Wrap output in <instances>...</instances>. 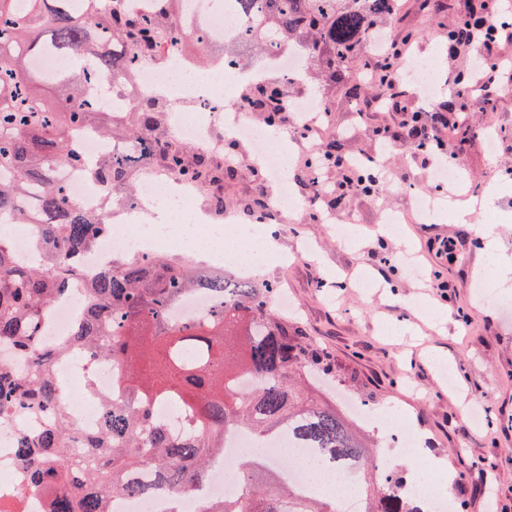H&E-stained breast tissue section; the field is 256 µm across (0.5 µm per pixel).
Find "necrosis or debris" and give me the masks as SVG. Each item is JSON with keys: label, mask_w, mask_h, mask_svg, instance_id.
<instances>
[{"label": "necrosis or debris", "mask_w": 512, "mask_h": 512, "mask_svg": "<svg viewBox=\"0 0 512 512\" xmlns=\"http://www.w3.org/2000/svg\"><path fill=\"white\" fill-rule=\"evenodd\" d=\"M178 20L182 26H199L212 38L229 41L237 39L244 25V17L237 10L235 0H179ZM194 71L191 60L178 47L166 52L163 61L141 63L134 73L132 93L116 91L114 82L109 81L97 87L95 94L103 98L106 107L118 112L131 109L138 97L164 96L172 111L183 108L193 114L192 120L182 123L177 130L181 141L211 154L219 153L225 140L247 142L249 153L237 158L242 166L257 164L266 171L281 174L293 164L296 155L314 154L312 135L324 124L326 117L323 102L293 98L290 110L295 113L296 120L288 141L284 142L266 135L253 120L244 100L236 96L240 85L249 78L293 85L301 72L297 54L286 55L279 50H271L266 64L251 70L224 60L219 62V78L213 82L189 83L188 78ZM230 96L235 102L228 107L224 100ZM62 177L71 198L81 208L89 212H105L111 225L109 235L101 240L97 250L81 260L82 271L88 277L97 275L111 263L112 251L117 247L130 250L137 256H149L163 250L189 257L202 253L188 242L144 235L143 229L151 223L155 208L162 199H174L182 223L202 231L238 223L236 214L230 210L221 217H214L210 211L197 205L194 185L149 165L137 174V190L132 202L112 210L105 207L106 195L101 186L70 170L63 171ZM202 254L213 266L234 261L232 251L225 248L220 238L213 240ZM84 310L85 290L77 282L53 304L41 331V345L52 349L69 339ZM56 370L66 384L65 405L79 432H96L101 423L102 401L111 396L122 371L121 366L108 359L90 360L76 355L59 360ZM89 376L96 382L97 393L93 396L84 395L78 389L79 382ZM22 428V423L15 419L0 420V512H45L47 491L31 489L17 464L15 442ZM256 445L254 436L248 431L233 429L226 432L225 448L212 464L206 483L194 493L180 497L158 490L153 472L141 471L138 478L148 486V493L111 498V512H198L202 501L221 499L235 492L231 473L239 466L241 454Z\"/></svg>", "instance_id": "4bbe7bcc"}]
</instances>
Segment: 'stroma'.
Returning a JSON list of instances; mask_svg holds the SVG:
<instances>
[{
  "instance_id": "stroma-1",
  "label": "stroma",
  "mask_w": 512,
  "mask_h": 512,
  "mask_svg": "<svg viewBox=\"0 0 512 512\" xmlns=\"http://www.w3.org/2000/svg\"><path fill=\"white\" fill-rule=\"evenodd\" d=\"M402 2L401 13L383 20L380 32L391 40L412 36L414 54L430 57L446 82L427 97L409 82L398 83L393 90L398 108L352 98L358 65L342 70L329 64L327 53H310L306 43L296 40L289 44L305 66L292 94L329 104L319 142L333 139L342 153L383 162L387 177L374 194H348L336 207L285 215L276 226V254H291L309 241L315 256L285 268L267 263L249 270L247 277L286 289L293 303L289 321L332 354L336 378L323 384L326 400H335L337 388L359 387L367 402L381 412H397L425 440L419 460L372 433L392 469L442 482L449 497L465 500V512H491L496 501H512V294L498 291L501 270L487 264L484 237L492 235L500 253L512 259V89L487 100L456 94L447 86L471 69L470 49L450 50L448 29L468 13L472 0H445L439 12L421 10L422 0ZM451 99L471 129L465 142L448 143L461 184L447 189L446 199L488 190L494 196L472 208L469 224L458 223L447 211L430 217L428 224L408 225L406 237L384 233L389 213H409L414 194L434 189L412 154L413 139L400 113H432ZM491 131L499 136L492 147L484 139ZM276 191L272 178L242 169L225 184L224 198L247 204ZM345 222L365 229L357 247L331 234L332 224ZM435 233L458 240L454 255L428 249L426 241ZM410 247L425 271L442 272L450 300H442L427 278L406 273L402 258ZM361 277L375 281V288L351 292L349 282ZM462 312L471 325L459 321ZM475 468L487 477L481 494L467 482Z\"/></svg>"
}]
</instances>
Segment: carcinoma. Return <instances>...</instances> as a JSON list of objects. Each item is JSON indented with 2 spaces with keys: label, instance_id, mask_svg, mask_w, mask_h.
<instances>
[{
  "label": "carcinoma",
  "instance_id": "1",
  "mask_svg": "<svg viewBox=\"0 0 512 512\" xmlns=\"http://www.w3.org/2000/svg\"><path fill=\"white\" fill-rule=\"evenodd\" d=\"M27 0L15 16L14 0H0V224H37L34 253L18 257L0 236V341L9 342L34 364L29 376L0 362V418L39 417L38 428L19 438L18 460L32 488L50 490L47 512H107L109 496H134L146 486L130 480L152 470L160 488L174 495L196 490L224 448L226 431L250 430L260 440L288 433L309 448L320 469L356 475L362 512H426L396 471L370 468L368 445L355 423L309 388L311 373L330 377L331 355L304 340L273 310L277 289L200 268L168 256L114 259L85 284L87 315L73 337L53 351L40 344L38 322L79 273L80 259L94 251L110 225L104 214L82 210L58 176L76 169L107 190V203L125 205L135 188L130 173L149 159L199 183V198L214 212L226 210L221 186L237 169L210 154L161 134L168 112L158 96L140 99L127 112L101 109L92 94L97 80H130L145 58L191 38H208L179 26L173 0H154L137 12L126 0ZM249 20L240 42L276 48L296 32L311 34L315 53L330 52L346 66L375 34L378 20L396 13L398 0H237ZM41 56L72 59L79 66L52 75L31 68ZM267 126L280 123L287 88L279 82L244 89ZM94 127L104 138L122 140L121 150L89 162L73 131ZM304 165L316 176L334 168L342 181L375 185L377 170L355 164L336 141L323 144ZM209 289L214 309L197 320L176 322L174 305L185 295ZM80 347L91 359L110 358L125 371L118 392L103 401L98 432L80 435L62 402L53 363ZM241 376L254 383L236 387ZM177 398L191 431L170 434L154 413V402ZM98 456L83 477L70 474L69 450ZM274 475L262 484L257 474ZM238 493L209 502L203 512H336L313 489L299 490L275 468L250 462L238 475Z\"/></svg>",
  "mask_w": 512,
  "mask_h": 512
}]
</instances>
